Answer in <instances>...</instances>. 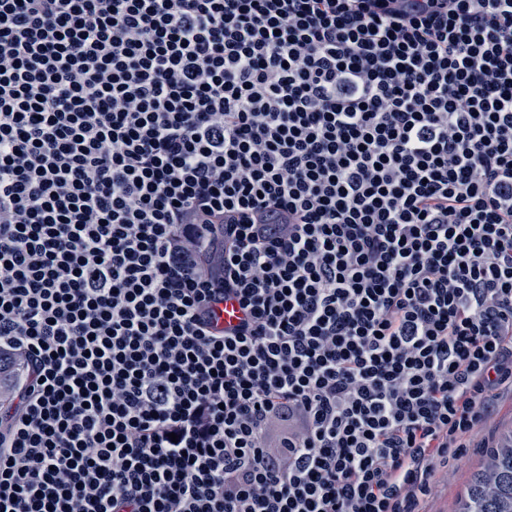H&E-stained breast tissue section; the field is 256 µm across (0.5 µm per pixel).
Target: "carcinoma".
I'll return each instance as SVG.
<instances>
[{"instance_id":"1","label":"carcinoma","mask_w":512,"mask_h":512,"mask_svg":"<svg viewBox=\"0 0 512 512\" xmlns=\"http://www.w3.org/2000/svg\"><path fill=\"white\" fill-rule=\"evenodd\" d=\"M456 512H512V438L504 447L487 450Z\"/></svg>"}]
</instances>
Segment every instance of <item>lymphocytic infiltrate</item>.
<instances>
[{
	"label": "lymphocytic infiltrate",
	"mask_w": 512,
	"mask_h": 512,
	"mask_svg": "<svg viewBox=\"0 0 512 512\" xmlns=\"http://www.w3.org/2000/svg\"><path fill=\"white\" fill-rule=\"evenodd\" d=\"M8 361L0 512H428L512 380V0H0Z\"/></svg>",
	"instance_id": "obj_1"
}]
</instances>
